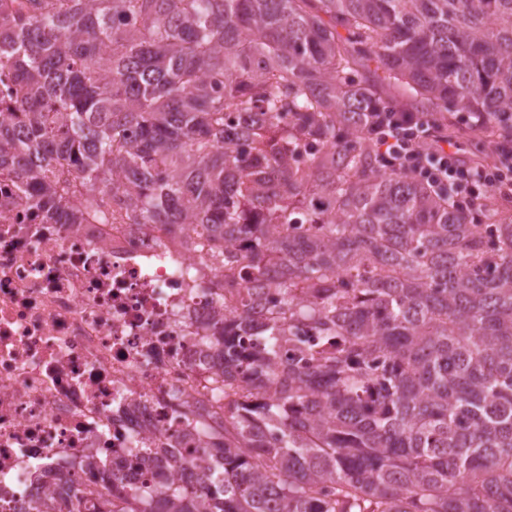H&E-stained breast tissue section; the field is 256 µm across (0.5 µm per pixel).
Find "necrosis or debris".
I'll list each match as a JSON object with an SVG mask.
<instances>
[{
  "label": "necrosis or debris",
  "mask_w": 512,
  "mask_h": 512,
  "mask_svg": "<svg viewBox=\"0 0 512 512\" xmlns=\"http://www.w3.org/2000/svg\"><path fill=\"white\" fill-rule=\"evenodd\" d=\"M0 168V512H30L130 446L167 451L177 471L144 460L127 486L157 492L197 480L206 428L224 420L208 347L214 281L194 234L167 224H64L31 204Z\"/></svg>",
  "instance_id": "obj_1"
}]
</instances>
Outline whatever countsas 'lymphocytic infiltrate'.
Returning a JSON list of instances; mask_svg holds the SVG:
<instances>
[{"mask_svg":"<svg viewBox=\"0 0 512 512\" xmlns=\"http://www.w3.org/2000/svg\"><path fill=\"white\" fill-rule=\"evenodd\" d=\"M369 131L383 169L422 177L449 190L455 202L471 210L494 196H512V141L491 148V161L462 159L454 139L421 112H373Z\"/></svg>","mask_w":512,"mask_h":512,"instance_id":"lymphocytic-infiltrate-1","label":"lymphocytic infiltrate"}]
</instances>
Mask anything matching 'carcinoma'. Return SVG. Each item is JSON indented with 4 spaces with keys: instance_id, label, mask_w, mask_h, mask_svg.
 <instances>
[{
    "instance_id": "1",
    "label": "carcinoma",
    "mask_w": 512,
    "mask_h": 512,
    "mask_svg": "<svg viewBox=\"0 0 512 512\" xmlns=\"http://www.w3.org/2000/svg\"><path fill=\"white\" fill-rule=\"evenodd\" d=\"M4 65L35 207L192 224L237 294L203 477L105 469L99 512H512V208L475 222L362 124L422 99L512 137V0H0Z\"/></svg>"
}]
</instances>
